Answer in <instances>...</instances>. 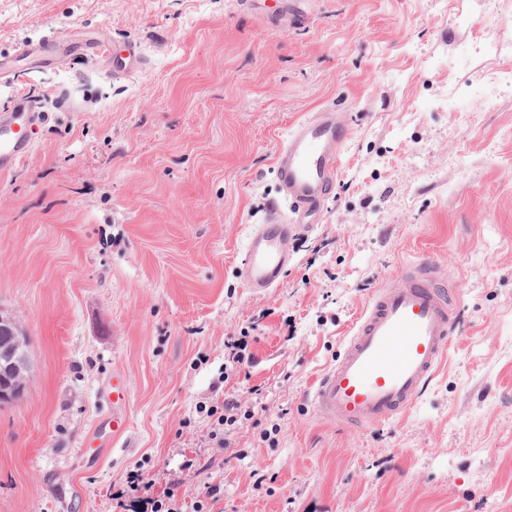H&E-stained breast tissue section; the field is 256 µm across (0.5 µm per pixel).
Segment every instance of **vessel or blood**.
<instances>
[{
	"instance_id": "obj_1",
	"label": "vessel or blood",
	"mask_w": 512,
	"mask_h": 512,
	"mask_svg": "<svg viewBox=\"0 0 512 512\" xmlns=\"http://www.w3.org/2000/svg\"><path fill=\"white\" fill-rule=\"evenodd\" d=\"M67 31L55 30L39 45L16 46V59L59 47ZM32 106L17 95L0 114V171L12 168L32 148ZM347 130L335 112L316 113L298 124L276 156L277 177L293 205L291 217L272 210L266 224L248 240L239 266L241 279L254 289L276 285L289 262L286 244L304 218L318 214L335 179ZM459 290L439 275L428 259L399 287L376 290L356 322L334 365L313 393L318 409L331 420L355 429L381 425L403 413L444 361L455 325ZM127 387L112 378V433L123 434Z\"/></svg>"
}]
</instances>
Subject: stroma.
<instances>
[{"label": "stroma", "instance_id": "1", "mask_svg": "<svg viewBox=\"0 0 512 512\" xmlns=\"http://www.w3.org/2000/svg\"><path fill=\"white\" fill-rule=\"evenodd\" d=\"M55 28L57 54L14 61ZM510 38L512 0H0V110L43 114L0 173V314L31 359L0 406V512H111L134 471L124 512L170 488L182 512H512V84L474 49ZM326 110L347 127L333 191L253 291L276 152ZM426 256L460 290L444 364L402 416L336 424L316 378ZM227 400L248 417L219 449L205 410ZM127 403V387L125 380L119 375L112 376V435L118 436L124 433L127 425V415L115 409L125 406Z\"/></svg>", "mask_w": 512, "mask_h": 512}]
</instances>
